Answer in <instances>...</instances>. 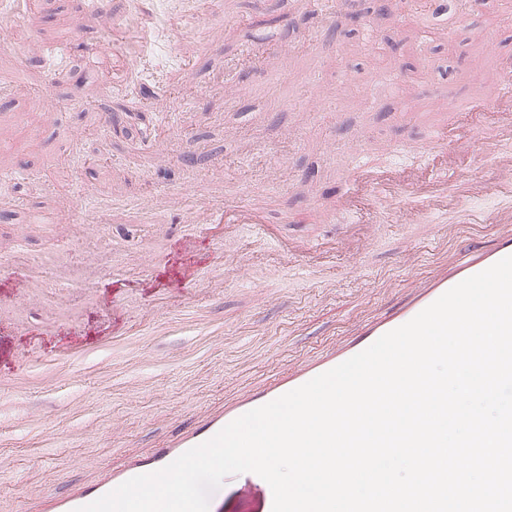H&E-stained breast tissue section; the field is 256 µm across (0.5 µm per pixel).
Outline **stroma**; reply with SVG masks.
<instances>
[{
    "label": "stroma",
    "instance_id": "1",
    "mask_svg": "<svg viewBox=\"0 0 512 512\" xmlns=\"http://www.w3.org/2000/svg\"><path fill=\"white\" fill-rule=\"evenodd\" d=\"M223 2L219 16L203 0H0V24L25 20L17 49L0 51L15 77L0 94V512L149 452L191 414L400 306L460 207L512 209L496 185L512 155L497 116L445 111L496 93L512 0H460L449 38L447 11L418 0L386 17L375 0H318L314 15L297 0ZM155 14L196 15L207 35L178 26L149 46L168 108L148 152L100 124L145 107L118 87L121 61L99 58L91 87L77 75L106 17ZM444 126L445 149L412 153ZM475 132L491 143L477 164L460 146ZM355 155L403 182L450 168L459 182L444 209L384 199L361 222L327 223ZM225 204L256 209L265 229L204 223ZM62 268L93 287H69Z\"/></svg>",
    "mask_w": 512,
    "mask_h": 512
}]
</instances>
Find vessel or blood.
I'll list each match as a JSON object with an SVG mask.
<instances>
[{
	"label": "vessel or blood",
	"instance_id": "vessel-or-blood-1",
	"mask_svg": "<svg viewBox=\"0 0 512 512\" xmlns=\"http://www.w3.org/2000/svg\"><path fill=\"white\" fill-rule=\"evenodd\" d=\"M497 73L500 92L496 97L473 99L463 105L452 101L449 102L447 110L451 113L468 111L496 114L500 120L501 135L512 138V59L499 60ZM354 179L358 184L367 185L370 193L376 195H413L438 204L447 202L448 186L454 177L444 172L421 185H402L382 180L371 169L359 168L354 172ZM216 219L227 224H257L261 221L257 213L229 205L218 211ZM476 221L480 224L498 225L499 232L493 246L477 255L463 250L444 256L443 261L448 268L445 275L426 276L413 282L409 301L379 319L361 325L357 335L346 344L331 348L326 355L302 360L291 367L287 374L267 381L217 411H203L193 426L178 431L166 444L155 448L149 454L129 458L118 467L85 483L75 493L62 497L44 495L47 512H76L77 508L109 493L129 478L167 466L185 451L211 439L237 417L273 401L365 350L385 333L411 320L453 286L489 268L502 258L512 256V212L480 215Z\"/></svg>",
	"mask_w": 512,
	"mask_h": 512
}]
</instances>
